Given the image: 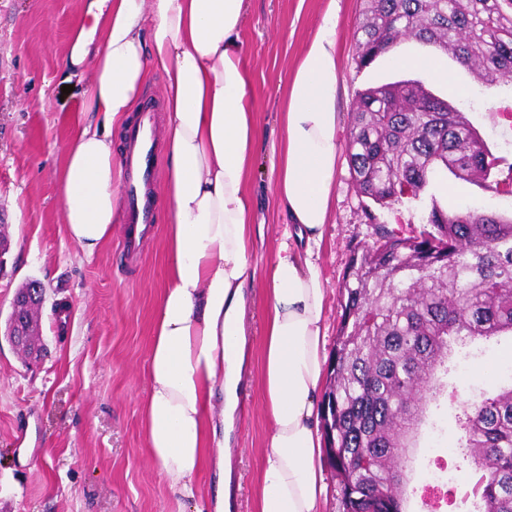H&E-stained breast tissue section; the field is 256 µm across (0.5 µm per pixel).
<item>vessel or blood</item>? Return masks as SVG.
Segmentation results:
<instances>
[{"mask_svg":"<svg viewBox=\"0 0 512 512\" xmlns=\"http://www.w3.org/2000/svg\"><path fill=\"white\" fill-rule=\"evenodd\" d=\"M156 108L143 106L136 121L126 133L127 149L121 162L126 173L124 181L128 227L149 225L153 222L152 207L146 188L153 179L157 154Z\"/></svg>","mask_w":512,"mask_h":512,"instance_id":"obj_1","label":"vessel or blood"}]
</instances>
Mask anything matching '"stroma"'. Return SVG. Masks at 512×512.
<instances>
[{"mask_svg": "<svg viewBox=\"0 0 512 512\" xmlns=\"http://www.w3.org/2000/svg\"><path fill=\"white\" fill-rule=\"evenodd\" d=\"M90 0H0V224L10 240L0 273V322L15 292L29 281L46 291L40 358L17 353L0 338V512H194L160 477L145 444L142 403L153 318L167 276L166 214L148 226L136 251L123 228L93 255L65 235L57 189L62 149L72 134L69 116L81 109L92 73L64 78L62 62L77 27H91ZM327 0H248L241 30L253 74V107L261 138L248 189L253 205L252 256L256 265L251 319V376L233 451L240 476L236 512H257L260 465L271 422L261 391L266 275L284 239L286 218L271 184L272 148L280 137L285 88L308 38L321 24ZM360 0H336V179L316 261L328 288L326 352L339 324V290L350 249L371 241L375 224L411 235L425 227L427 205H369L354 189L347 158L350 112L359 91L415 80L465 112L498 165L512 171V87L486 88L454 57L412 38L394 55L438 56L447 81L419 67L378 58L358 68L353 34ZM72 91L62 94L63 84ZM451 209L512 215V194L436 175L430 186ZM375 222H368V215ZM456 500L448 512H470L469 473L459 448L462 433L448 407L435 410Z\"/></svg>", "mask_w": 512, "mask_h": 512, "instance_id": "stroma-1", "label": "stroma"}]
</instances>
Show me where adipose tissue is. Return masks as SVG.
<instances>
[{"instance_id": "obj_1", "label": "adipose tissue", "mask_w": 512, "mask_h": 512, "mask_svg": "<svg viewBox=\"0 0 512 512\" xmlns=\"http://www.w3.org/2000/svg\"><path fill=\"white\" fill-rule=\"evenodd\" d=\"M66 68L88 67L84 112L59 174L68 239L93 254L119 219L120 161L112 130L166 76L161 202L169 276L154 315L143 427L148 453L173 494L197 512H233L231 436L249 365L255 281L247 191L260 137L242 57L246 0H94ZM336 12L327 9L286 90L273 149L275 196L288 233L267 275L262 390L272 422L258 512H320L325 493L320 392L325 375V283L314 260L336 169ZM209 469L198 493L193 479Z\"/></svg>"}]
</instances>
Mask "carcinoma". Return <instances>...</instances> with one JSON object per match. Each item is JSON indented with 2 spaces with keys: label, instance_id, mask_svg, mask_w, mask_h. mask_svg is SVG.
Returning a JSON list of instances; mask_svg holds the SVG:
<instances>
[{
  "label": "carcinoma",
  "instance_id": "1",
  "mask_svg": "<svg viewBox=\"0 0 512 512\" xmlns=\"http://www.w3.org/2000/svg\"><path fill=\"white\" fill-rule=\"evenodd\" d=\"M355 35L360 68L407 37L451 53L489 88L512 82V0H364ZM347 156L358 194L384 207L422 199L438 171L501 185L488 183L497 160L464 114L414 81L358 92ZM426 224L409 236L378 224L372 243L351 249L320 401L340 512H408L424 398L458 394V364L483 354L475 341L512 334V217L450 210L432 194ZM475 390L454 415L473 506L512 512V375Z\"/></svg>",
  "mask_w": 512,
  "mask_h": 512
}]
</instances>
